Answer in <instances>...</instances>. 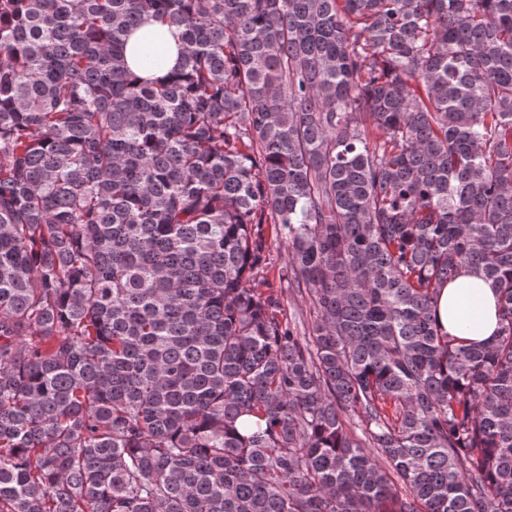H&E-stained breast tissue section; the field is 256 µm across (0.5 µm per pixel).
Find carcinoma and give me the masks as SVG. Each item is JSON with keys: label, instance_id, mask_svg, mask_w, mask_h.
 I'll list each match as a JSON object with an SVG mask.
<instances>
[{"label": "carcinoma", "instance_id": "1", "mask_svg": "<svg viewBox=\"0 0 512 512\" xmlns=\"http://www.w3.org/2000/svg\"><path fill=\"white\" fill-rule=\"evenodd\" d=\"M0 512H512V0H0ZM271 254L273 263L267 269V278L269 282L273 284V286L278 287V291L281 292L284 303L286 305L289 304L292 311L297 312L300 316L303 314V317L305 318L309 303L305 302L300 295L294 293L291 288H288V283L284 277L287 253L278 242L272 240ZM471 309L478 318L474 330L463 328V322ZM439 327L450 336H461L471 342L484 344L498 328L497 297L493 288L473 276L445 285L440 293L436 309Z\"/></svg>", "mask_w": 512, "mask_h": 512}]
</instances>
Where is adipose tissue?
I'll return each mask as SVG.
<instances>
[{
  "mask_svg": "<svg viewBox=\"0 0 512 512\" xmlns=\"http://www.w3.org/2000/svg\"><path fill=\"white\" fill-rule=\"evenodd\" d=\"M436 319L439 327L449 335L486 343L498 328L496 294L481 279L462 277L442 288Z\"/></svg>",
  "mask_w": 512,
  "mask_h": 512,
  "instance_id": "adipose-tissue-1",
  "label": "adipose tissue"
}]
</instances>
